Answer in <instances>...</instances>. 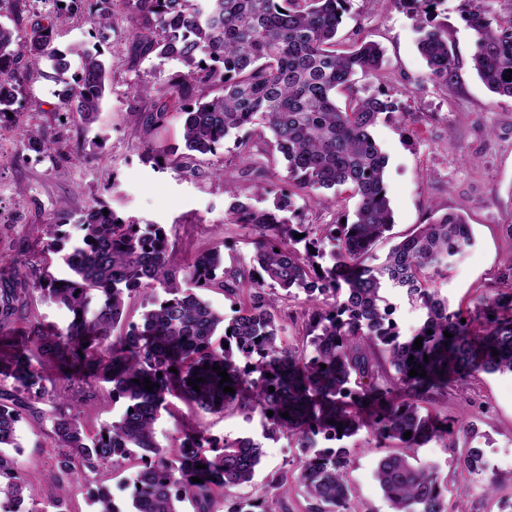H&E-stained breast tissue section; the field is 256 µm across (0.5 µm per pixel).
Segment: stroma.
<instances>
[{"mask_svg":"<svg viewBox=\"0 0 512 512\" xmlns=\"http://www.w3.org/2000/svg\"><path fill=\"white\" fill-rule=\"evenodd\" d=\"M460 7L461 0H446L441 14L456 61V75L445 85L431 80L416 46L417 21L395 0L384 5L352 0L340 36L348 43L359 35L384 48L385 81L360 74L355 87L363 95L385 90L400 108L399 114L380 120L373 130L389 159L385 181L394 216L389 238L379 241L374 253L385 257L392 243L426 222L431 207L463 213L475 243L449 265L435 286L452 306L467 312L477 295L495 287L500 263L512 252V239L503 229L512 221V102L489 92L473 70L474 37L460 18ZM114 11L115 23L100 31L92 30L85 15L62 12L53 32L59 50L79 45L104 52L109 84L95 121L63 122L59 107L64 84L48 79V65L39 64L26 70L20 82L17 129L0 132V255L18 263L11 278L27 291L23 316L28 320L59 326L68 320L64 310L42 301L32 290L36 274H68L60 255L47 254L43 233L44 224L62 204L76 216L99 202L123 218L162 225L177 264L195 253L217 250L231 267L249 262L254 253L247 231L225 222L229 200L223 181L214 175L215 170H226L241 195L252 194L254 179L243 174L233 144H225L217 154L197 156L182 172L155 170L145 155L148 143L182 146L183 124L171 99L153 92L140 94L136 88L145 80L165 84L182 66L175 60L161 63L154 56L139 55L128 36L122 5H115ZM160 110L166 113L164 123L146 126L145 116ZM31 127L58 130L60 138L45 152L24 147L20 132ZM431 409L452 423L475 421V446L483 450L491 468L512 473V375H480L466 394L447 390ZM51 411L49 400L33 403L19 431L26 478L38 497L37 512H56L39 495L43 473L56 462ZM187 425L218 439L261 441L262 462L252 482L239 487L241 496L265 495L271 472L294 475V440L285 434L265 438L260 413L237 407L207 413L177 400L156 423L158 443L175 447L180 428ZM346 444L352 452L348 482L353 502L364 512H389L374 477L386 448L364 430ZM418 459L438 465L449 494L471 487L469 512H501L498 498L475 493L477 476L457 469L452 453L431 443L419 450ZM133 465L129 459L117 469L80 475L67 501L69 512H92L89 491L103 476L109 477L116 499H123L119 485Z\"/></svg>","mask_w":512,"mask_h":512,"instance_id":"stroma-1","label":"stroma"}]
</instances>
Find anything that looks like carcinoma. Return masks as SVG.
Masks as SVG:
<instances>
[{"label":"carcinoma","mask_w":512,"mask_h":512,"mask_svg":"<svg viewBox=\"0 0 512 512\" xmlns=\"http://www.w3.org/2000/svg\"><path fill=\"white\" fill-rule=\"evenodd\" d=\"M123 2L129 6V35L140 52L161 61L176 59L184 68L163 87L149 81L140 87L176 99L184 118L186 152L152 145L148 155L154 164L177 169L191 153L215 154L231 137L237 157L247 161L259 138L269 162L285 163L286 175L278 184L268 179L265 167L254 169L255 196L273 198L267 208L241 200L224 181V192L231 196L226 220L254 236L250 271L224 268L217 251L198 253L176 267L161 225L140 224L112 210L105 215L102 206L76 221V238L63 230L70 223L63 209L57 221L44 225L47 249L63 253L73 277L48 275L38 282L39 292L67 311L70 321L63 329L30 324L22 351L12 356L4 374L14 385L0 387V512H9L28 495L17 430L32 402L45 398L53 403L52 432L60 448L56 466L45 477L57 512H68L66 502L79 474L118 465L136 449L137 470L126 481L128 510L118 507L110 488L101 484L92 496L95 512H185L183 503L193 512H213L218 497L224 512H288L290 485L276 471L267 475L272 497L245 501L234 493L253 480L261 463L262 444L253 438L213 441L187 428L177 447H160L154 425L169 410L171 397L203 411L230 404L264 416L273 411L268 432L287 433L299 444L294 480L305 489L306 512H358L347 483L351 450L341 441L364 428L399 449L382 457L375 471L390 512H465L469 491L448 501L437 466L416 462L418 449L433 439L453 451L458 468L482 476L483 495L500 492L512 482V473L488 471L481 449L472 446L476 428L461 426L454 433L447 421L424 411V403L448 388H467L481 372L512 373V314H507L512 311V254L498 273L500 289L474 299L483 319L478 332L461 323L460 311L433 287L448 265L474 245L462 214L431 210L428 223L376 261L373 248L387 237L394 217L385 184L388 157L372 129L380 118L394 116L398 104L381 89L365 96L354 91L360 72L384 77V52L363 39L349 49L338 48L337 34L352 0ZM396 2L417 20L418 48L430 75L448 82L455 58L448 26L438 20L444 0ZM499 2L462 0L461 16L475 36L474 70L491 92L512 100V8L504 13ZM113 4L69 0L68 7L75 13L88 10L90 24L99 28L112 25ZM55 19L48 12L25 30L0 26V129L16 126L21 65L45 59L56 75L69 70L67 53L52 47ZM100 56L80 53L79 69L61 98L62 108L83 124L94 121L106 93ZM342 91L350 92L344 107L336 99ZM23 137L28 147L41 148L53 134L31 128ZM344 186L356 199L353 211H339L333 224L293 223L295 196L335 206L336 199L325 200L319 192ZM187 281L193 288L183 287ZM202 288L246 298L227 322L196 293ZM387 288L423 311L415 336L405 337L392 319L381 295ZM294 289L303 290L311 302L303 313L306 345L301 348L281 342L286 322L278 305ZM141 293L149 309L125 333L113 335L127 299ZM22 309L1 288L0 330ZM446 331L453 337H445ZM418 337L419 350L414 346ZM44 359L69 370L66 386L47 385ZM214 364L227 372L226 385L234 394L223 392ZM417 366L426 376L408 375ZM191 378L202 379L199 390L189 385ZM99 379L111 388L98 392ZM147 379L154 384L150 392ZM77 384L87 386L93 401H123L119 420L89 434L73 413ZM285 412L289 417H282ZM321 439L339 445L321 446ZM193 477L202 482H191Z\"/></svg>","instance_id":"obj_1"}]
</instances>
